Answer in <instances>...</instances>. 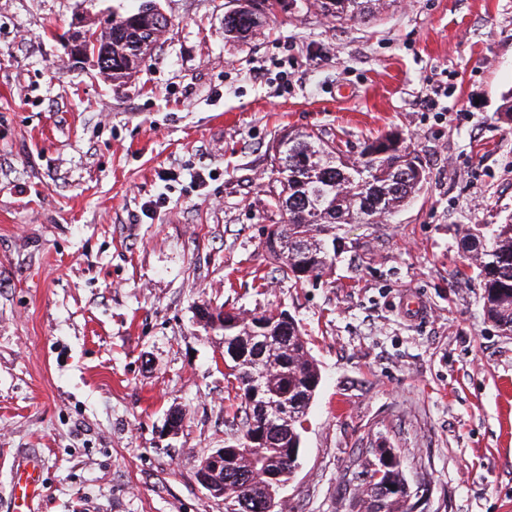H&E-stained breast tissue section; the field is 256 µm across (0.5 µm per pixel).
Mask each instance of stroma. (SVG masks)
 <instances>
[{"label": "stroma", "mask_w": 512, "mask_h": 512, "mask_svg": "<svg viewBox=\"0 0 512 512\" xmlns=\"http://www.w3.org/2000/svg\"><path fill=\"white\" fill-rule=\"evenodd\" d=\"M269 2L237 41L236 0H161L167 33L116 85L66 45L113 0H0V512L26 456L32 512H224L195 478L232 414L204 302L287 311L320 369L287 512H354L374 448L424 512H512V336L460 248L512 214V0H385L366 23ZM286 129L354 155L401 132L426 177L388 223L343 225L303 283L262 247ZM259 22L255 21L253 14H241L237 17H224V35L232 38H246L262 25V20L256 16ZM20 470L25 474L24 485L21 487L22 494L19 499L22 503L18 504L15 498L14 508L16 510H31L30 506L39 499L43 493L42 483L40 481L39 464L33 458H26L19 464Z\"/></svg>", "instance_id": "stroma-1"}]
</instances>
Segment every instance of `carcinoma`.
I'll return each instance as SVG.
<instances>
[{
  "instance_id": "carcinoma-1",
  "label": "carcinoma",
  "mask_w": 512,
  "mask_h": 512,
  "mask_svg": "<svg viewBox=\"0 0 512 512\" xmlns=\"http://www.w3.org/2000/svg\"><path fill=\"white\" fill-rule=\"evenodd\" d=\"M112 26L105 38L112 40V71L107 76L117 81L128 77L137 66L135 38L149 21L154 0H115ZM326 15L338 20L366 21L375 16L380 0H318ZM262 25L251 14L224 20V35L245 38ZM275 164L277 186L272 191L275 207L286 217L272 224L275 244L263 241V248L274 271L283 280L303 281L319 278L333 265L328 244L336 243V227L342 224H383L422 189L424 179L415 169L422 168L419 156L408 144L393 146L390 136L364 145L358 156L347 155L335 139L321 132L286 133V142ZM461 245L476 260L475 267L483 288V307L487 318L505 334L512 335V217L487 234L482 228L467 229ZM274 322V312L254 314L242 320L224 318V346L245 348L257 356L255 365L227 364V388L237 401L228 421L230 439L224 443V497L238 504L235 512H264L269 476L284 475L296 466L290 448L300 447L301 431L307 410L318 386L312 379L320 371L297 323H291L288 338L267 337L257 323ZM259 392L266 413L277 423L273 437L260 442L253 438L249 403L251 391ZM303 398L288 420H280V406ZM360 512H413L405 505L408 485L396 461L377 470L367 460L360 463Z\"/></svg>"
}]
</instances>
